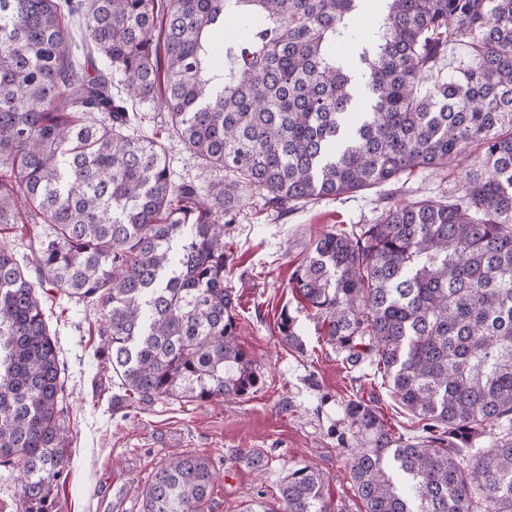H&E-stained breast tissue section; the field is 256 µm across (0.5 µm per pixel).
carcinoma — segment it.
<instances>
[{
  "label": "carcinoma",
  "mask_w": 512,
  "mask_h": 512,
  "mask_svg": "<svg viewBox=\"0 0 512 512\" xmlns=\"http://www.w3.org/2000/svg\"><path fill=\"white\" fill-rule=\"evenodd\" d=\"M358 2L0 0V224L37 244L32 274L0 244V468L19 472L24 512H52L66 468L40 288L101 307L129 395L243 397L261 374L224 285L240 190L286 213L455 162L442 194L322 233L290 285L350 368L376 365L426 423L403 442L375 407L346 403L365 512H512V0H379L357 76L337 50ZM458 45L467 61L447 71ZM131 100L223 176L172 180ZM278 328L298 343L286 309ZM487 428L499 436L471 447ZM215 480L209 458L181 455L154 470L143 512H203ZM278 492L283 512H328L311 466Z\"/></svg>",
  "instance_id": "1"
}]
</instances>
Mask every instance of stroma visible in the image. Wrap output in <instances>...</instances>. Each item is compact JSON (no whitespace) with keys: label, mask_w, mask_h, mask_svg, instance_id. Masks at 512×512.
Segmentation results:
<instances>
[{"label":"stroma","mask_w":512,"mask_h":512,"mask_svg":"<svg viewBox=\"0 0 512 512\" xmlns=\"http://www.w3.org/2000/svg\"><path fill=\"white\" fill-rule=\"evenodd\" d=\"M387 187L322 199L277 216L245 190L224 244L233 256L225 277L239 302V334L263 373L249 395L206 403L173 399L130 401L107 360L95 308L59 289L42 291L47 323L65 368L67 466L52 487L55 512H142L154 470L173 457L208 456L218 474L208 512H278V482L289 468L309 465L323 478L331 512H364L346 467L337 428L342 407L364 399L403 438L422 437L417 418L391 396L374 366L349 369L306 312L289 284L310 242L330 229L370 223ZM295 312L302 349L278 332L282 309ZM254 450L270 460L253 470L239 459Z\"/></svg>","instance_id":"stroma-1"}]
</instances>
